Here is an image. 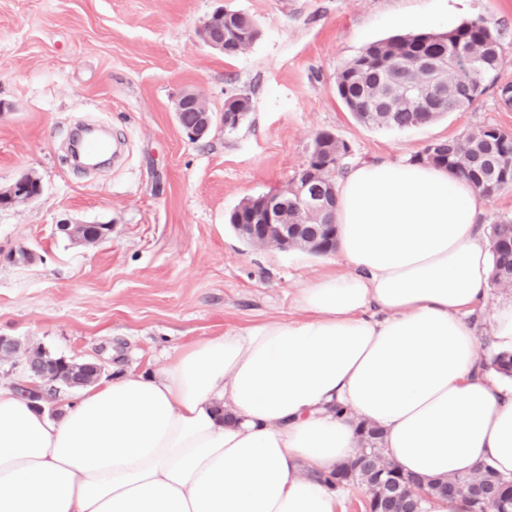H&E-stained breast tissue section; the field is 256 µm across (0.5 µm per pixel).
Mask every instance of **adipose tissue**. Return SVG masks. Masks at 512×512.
<instances>
[{"instance_id": "adipose-tissue-1", "label": "adipose tissue", "mask_w": 512, "mask_h": 512, "mask_svg": "<svg viewBox=\"0 0 512 512\" xmlns=\"http://www.w3.org/2000/svg\"><path fill=\"white\" fill-rule=\"evenodd\" d=\"M485 204L442 167L356 163L334 211L349 271L297 289L302 319L195 340L57 418L0 384V512H340L320 476L362 421L404 473L512 478V379L483 368L470 320Z\"/></svg>"}]
</instances>
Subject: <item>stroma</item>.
Listing matches in <instances>:
<instances>
[{
    "label": "stroma",
    "instance_id": "obj_1",
    "mask_svg": "<svg viewBox=\"0 0 512 512\" xmlns=\"http://www.w3.org/2000/svg\"><path fill=\"white\" fill-rule=\"evenodd\" d=\"M255 19L260 38L227 58L198 29L219 9ZM476 17L504 35L512 81V0H0V188L23 173L42 193L0 208V336L56 357L102 361L104 379L154 374L192 340L294 320L296 288L346 271L336 253L257 249L228 223L246 199L286 187L318 132L351 160L415 155L493 125L512 109L486 91L470 108L406 130L365 125L336 95V73L368 42ZM214 113L248 95L232 132L193 142L172 105L185 89ZM125 144L117 165L74 169L78 124ZM65 224H108L93 245ZM30 250L22 264L11 253Z\"/></svg>",
    "mask_w": 512,
    "mask_h": 512
}]
</instances>
